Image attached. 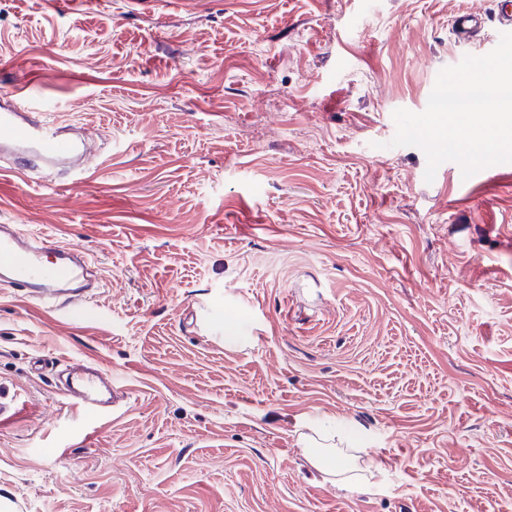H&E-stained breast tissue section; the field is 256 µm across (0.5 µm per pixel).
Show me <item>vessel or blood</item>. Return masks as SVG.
I'll use <instances>...</instances> for the list:
<instances>
[{"label": "vessel or blood", "mask_w": 512, "mask_h": 512, "mask_svg": "<svg viewBox=\"0 0 512 512\" xmlns=\"http://www.w3.org/2000/svg\"><path fill=\"white\" fill-rule=\"evenodd\" d=\"M486 24L477 7L455 15L457 39L472 41ZM40 102L29 92L28 83L0 92V153L10 152L26 168L37 165L73 169L76 177L87 171L81 143L69 129L40 117ZM87 266L83 256L70 247L32 236L12 224L0 225V278L22 288L33 301L58 303L66 317H81L80 291ZM70 381L60 396L70 405L101 419L111 414L116 403L128 393L121 378L100 367L72 359L68 362Z\"/></svg>", "instance_id": "obj_1"}]
</instances>
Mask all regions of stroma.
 <instances>
[{"mask_svg":"<svg viewBox=\"0 0 512 512\" xmlns=\"http://www.w3.org/2000/svg\"><path fill=\"white\" fill-rule=\"evenodd\" d=\"M498 3L0 0V86L41 76L96 161L0 155V224L93 283L71 320L0 281V512H512V180L390 144ZM72 356L130 387L88 443ZM486 16L478 7H471L454 16L453 30L458 40L471 42L482 32Z\"/></svg>","mask_w":512,"mask_h":512,"instance_id":"obj_1","label":"stroma"}]
</instances>
